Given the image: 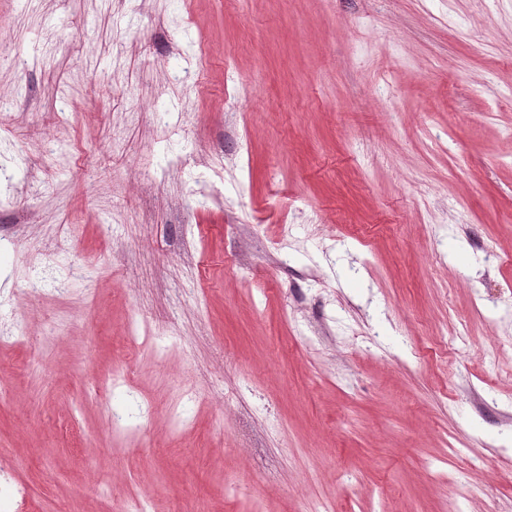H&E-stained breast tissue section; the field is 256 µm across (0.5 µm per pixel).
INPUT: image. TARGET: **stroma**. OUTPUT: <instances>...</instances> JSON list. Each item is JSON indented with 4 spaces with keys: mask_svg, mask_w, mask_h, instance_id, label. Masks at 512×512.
<instances>
[{
    "mask_svg": "<svg viewBox=\"0 0 512 512\" xmlns=\"http://www.w3.org/2000/svg\"><path fill=\"white\" fill-rule=\"evenodd\" d=\"M0 21V98L62 122L0 133L16 512H512V0Z\"/></svg>",
    "mask_w": 512,
    "mask_h": 512,
    "instance_id": "obj_1",
    "label": "stroma"
}]
</instances>
